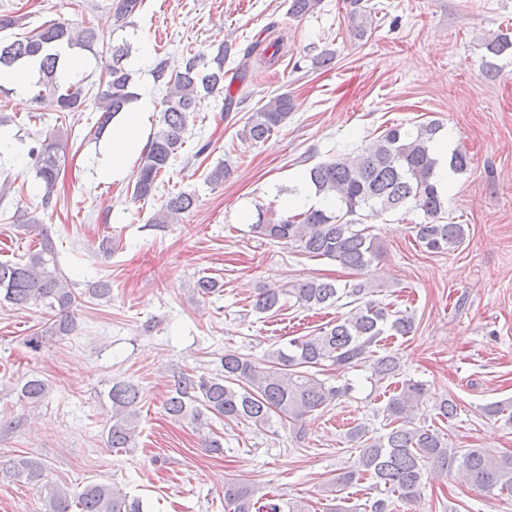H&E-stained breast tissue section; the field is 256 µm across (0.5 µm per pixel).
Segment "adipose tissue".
<instances>
[{"label": "adipose tissue", "mask_w": 512, "mask_h": 512, "mask_svg": "<svg viewBox=\"0 0 512 512\" xmlns=\"http://www.w3.org/2000/svg\"><path fill=\"white\" fill-rule=\"evenodd\" d=\"M144 106L127 107L112 120L106 157L98 168L104 179L117 180L126 172L129 159L140 153L147 142Z\"/></svg>", "instance_id": "obj_1"}]
</instances>
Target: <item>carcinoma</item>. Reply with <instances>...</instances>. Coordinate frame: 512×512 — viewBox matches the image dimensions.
Instances as JSON below:
<instances>
[{
    "label": "carcinoma",
    "mask_w": 512,
    "mask_h": 512,
    "mask_svg": "<svg viewBox=\"0 0 512 512\" xmlns=\"http://www.w3.org/2000/svg\"><path fill=\"white\" fill-rule=\"evenodd\" d=\"M321 0H289L288 14L301 18L314 12ZM347 18L359 35L372 26L375 6L368 0H347ZM96 33L85 26L76 32L66 21H54L17 37L0 42V65L11 67L31 58H40L38 78L30 85L33 102L47 105L54 112H80L87 102L88 90L78 80L59 75L57 47L93 50ZM487 53L499 56L512 50V37L500 33L485 44ZM229 46L214 57L193 55L180 69L167 72L159 63L158 81L165 82L167 95L161 110L159 128L140 153V161L128 191L130 201H145L154 195L158 180L171 167L185 144L194 122L201 94H224V112L230 113L245 101L232 92V82L244 83L252 59L270 66L281 57L280 44L273 41L253 43L243 54L242 63L224 84V61ZM129 46L112 48V63L105 67L95 95L100 116L91 128L100 138L112 118L133 100L131 73L124 61ZM291 98L278 94L247 117L240 137L252 143L264 142L286 125L291 114ZM441 125L430 121L419 126L414 137L399 125L389 126L355 158L337 156L308 169L307 177L315 194L333 199L328 208L284 212L280 215L257 213L250 232L262 240L285 243L310 257L327 258L358 272L360 279L340 288L331 280H309L289 289L262 288L253 308L258 313L276 311L286 295L307 309L332 307L342 298L351 309L316 332L298 336L268 351L258 360L238 351H228L221 359L222 371L210 377L181 373L174 379L165 401L166 413L175 420L188 418L203 426L212 417L228 422L246 421L258 428L281 423H299L307 414L325 409L344 397L350 387L336 385L317 377L312 369L325 363L351 365L371 360L374 379L380 383L401 374L398 354L374 355L383 336H407L413 319L394 311L375 299L370 281L365 278L372 264L382 255L376 238L360 225L374 216L405 206L423 213L424 221L414 225L420 245L430 252L459 249L467 239L465 226L445 220L448 197L435 179L437 159L433 146ZM66 141L60 133L37 139L28 157L36 177L44 185L40 206L50 207L61 168L66 163ZM196 198L186 192L168 197L151 223L169 224L190 212ZM78 297L69 287L58 266L53 239L44 232L39 249L21 261H0V302L16 306H40L51 315L46 332L68 336L75 329L73 307ZM48 382L35 375L20 387V396L30 404L44 401ZM425 384L405 379L398 393L385 405L390 430L379 436L358 425L349 431L354 441L365 440L362 472L384 487L385 495L365 504L364 512H394L395 501L409 503L420 494L427 468L455 474L489 493L512 495V454L498 455L485 448H453L448 435L415 422V413L423 403ZM112 416L107 447L125 450L133 447L139 424V389L131 381L112 384L108 391ZM17 477L37 485L44 480V467L36 459L21 457L12 462ZM283 506L271 496L255 498L254 490L234 482L224 487V512H282ZM46 512H142L139 500L129 497L103 482L86 484L81 491L55 489Z\"/></svg>",
    "instance_id": "obj_1"
}]
</instances>
